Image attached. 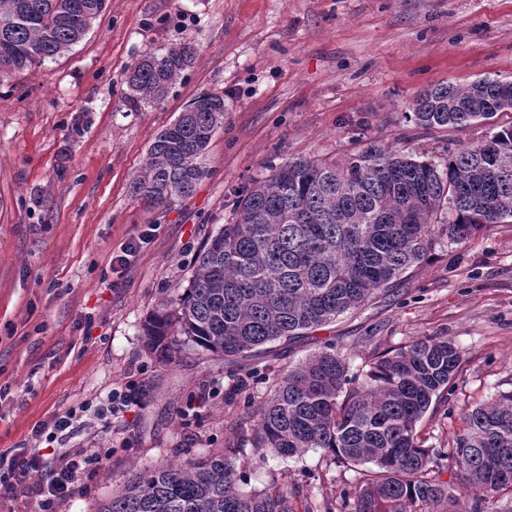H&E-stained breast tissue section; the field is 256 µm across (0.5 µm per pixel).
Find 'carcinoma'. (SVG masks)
<instances>
[{
  "mask_svg": "<svg viewBox=\"0 0 512 512\" xmlns=\"http://www.w3.org/2000/svg\"><path fill=\"white\" fill-rule=\"evenodd\" d=\"M105 2L0 0V81L80 42ZM196 55L190 42L140 55L129 99L162 102ZM509 115L512 79L482 77L420 91L410 120L461 130ZM223 126L224 97L196 98L149 146L135 197L161 208L189 196ZM234 212L197 254L177 306L145 324L164 362L176 358L179 336L227 359L290 342L387 292L435 241L462 245L511 224L512 120L448 152L441 167L375 141L341 161L295 159L242 187ZM461 362L447 338L421 336L375 357L359 380L329 346L277 374L249 415L255 440L281 457L323 448L337 463L373 466L341 494L348 512H489L485 493L512 491V390L469 408L448 445L417 432ZM239 478L231 454H199L135 473L97 512H294L288 483L246 493Z\"/></svg>",
  "mask_w": 512,
  "mask_h": 512,
  "instance_id": "obj_1",
  "label": "carcinoma"
}]
</instances>
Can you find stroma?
Here are the masks:
<instances>
[{
    "mask_svg": "<svg viewBox=\"0 0 512 512\" xmlns=\"http://www.w3.org/2000/svg\"><path fill=\"white\" fill-rule=\"evenodd\" d=\"M193 42L195 63L164 102L133 104L128 68L145 51ZM512 77V0H107L84 39L0 83V456L53 415L140 390V406L45 449L96 459L58 512H97L137 470L222 448L246 461L244 490L288 482L296 512L339 502L358 468L327 450L282 458L255 447L246 418L270 376L335 344L361 373L420 336H444L463 362L447 399L418 423L448 441L463 409L512 389V224L435 244L362 309L236 362L183 344L173 363L144 325L189 286L195 255L235 219V191L299 158L342 159L369 139L444 164L484 139L409 122L415 94ZM224 97L193 193L154 209L130 194L157 134L196 97ZM157 231L124 269L111 260Z\"/></svg>",
    "mask_w": 512,
    "mask_h": 512,
    "instance_id": "1",
    "label": "stroma"
}]
</instances>
